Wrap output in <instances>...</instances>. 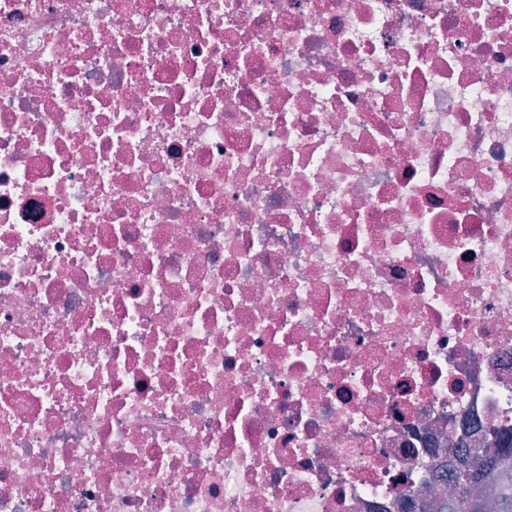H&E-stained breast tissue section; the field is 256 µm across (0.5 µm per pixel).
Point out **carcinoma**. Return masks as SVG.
<instances>
[{
    "mask_svg": "<svg viewBox=\"0 0 512 512\" xmlns=\"http://www.w3.org/2000/svg\"><path fill=\"white\" fill-rule=\"evenodd\" d=\"M450 484L443 512H512V452L489 454L479 468L456 467Z\"/></svg>",
    "mask_w": 512,
    "mask_h": 512,
    "instance_id": "cac0c4a2",
    "label": "carcinoma"
}]
</instances>
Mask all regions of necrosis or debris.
<instances>
[{"label":"necrosis or debris","mask_w":512,"mask_h":512,"mask_svg":"<svg viewBox=\"0 0 512 512\" xmlns=\"http://www.w3.org/2000/svg\"><path fill=\"white\" fill-rule=\"evenodd\" d=\"M512 435V0H0V512H439Z\"/></svg>","instance_id":"obj_1"}]
</instances>
